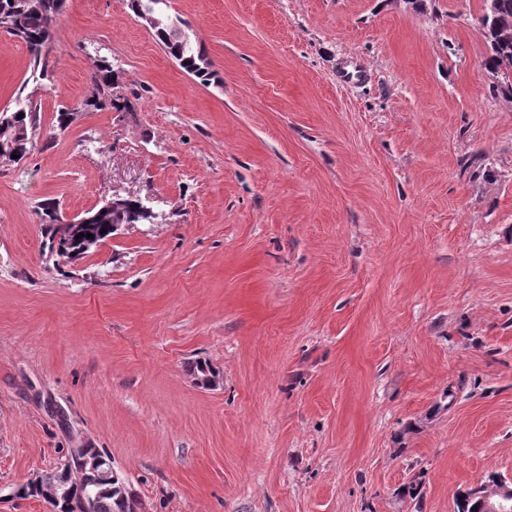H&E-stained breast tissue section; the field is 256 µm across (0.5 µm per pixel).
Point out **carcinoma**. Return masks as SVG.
<instances>
[{"label": "carcinoma", "instance_id": "1", "mask_svg": "<svg viewBox=\"0 0 512 512\" xmlns=\"http://www.w3.org/2000/svg\"><path fill=\"white\" fill-rule=\"evenodd\" d=\"M168 0H130V7L139 17L149 16L154 23L150 30L164 50L174 58L187 73L206 81L209 79L210 63L201 48L197 47L190 34L179 20H172L166 13ZM66 0H0V26L7 34L24 43L33 63V72L45 76L48 73V56L55 43L52 22L65 8ZM487 45L485 65L494 73L512 69V0H499L496 18L484 23ZM93 82L96 93L86 99L81 108L58 113L57 122L66 128L79 111H102L112 109L122 112L127 108L123 96L116 92L119 86L117 74L102 60L95 65ZM23 117H18V114ZM41 130V110L32 98L17 96L11 109L0 111V167L20 162L24 154L31 151ZM87 217L85 231L92 238L102 241L112 235L114 224H152L157 215L141 199L122 198L119 205L100 206L83 213ZM106 233H101V230ZM118 483L100 480L95 485L86 484L77 473L76 461L64 460L54 473L41 479V486L23 485L19 488L23 498H46L53 492L58 501L54 506L58 512H66L68 499L86 494L92 502V512H116V501L120 490Z\"/></svg>", "mask_w": 512, "mask_h": 512}]
</instances>
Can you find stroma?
<instances>
[{
    "mask_svg": "<svg viewBox=\"0 0 512 512\" xmlns=\"http://www.w3.org/2000/svg\"><path fill=\"white\" fill-rule=\"evenodd\" d=\"M482 6L170 0L206 83L129 0H67L42 78L0 33V109L42 115L0 167V512H49L15 490L73 448L142 512H453L512 478V94ZM101 59L125 111L79 109ZM118 196L155 223L52 253L44 199Z\"/></svg>",
    "mask_w": 512,
    "mask_h": 512,
    "instance_id": "stroma-1",
    "label": "stroma"
}]
</instances>
